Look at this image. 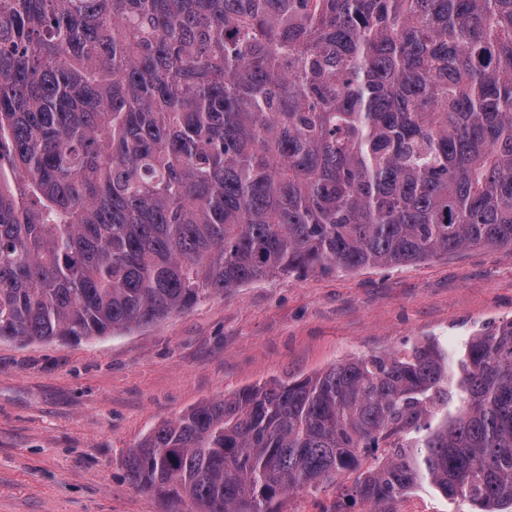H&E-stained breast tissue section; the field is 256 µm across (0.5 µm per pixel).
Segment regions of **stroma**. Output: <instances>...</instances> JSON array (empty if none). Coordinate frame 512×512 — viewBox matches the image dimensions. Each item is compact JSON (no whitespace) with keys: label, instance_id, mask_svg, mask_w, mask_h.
<instances>
[{"label":"stroma","instance_id":"35a3bbf8","mask_svg":"<svg viewBox=\"0 0 512 512\" xmlns=\"http://www.w3.org/2000/svg\"><path fill=\"white\" fill-rule=\"evenodd\" d=\"M512 320V248L416 265L278 277L212 294L101 340L0 341V512H166L125 462L158 423L284 376L437 339L457 349ZM285 497L334 512L340 485Z\"/></svg>","mask_w":512,"mask_h":512}]
</instances>
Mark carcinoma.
<instances>
[{"label": "carcinoma", "instance_id": "obj_1", "mask_svg": "<svg viewBox=\"0 0 512 512\" xmlns=\"http://www.w3.org/2000/svg\"><path fill=\"white\" fill-rule=\"evenodd\" d=\"M512 247V0H0V339L89 340L282 275ZM428 483L512 512V320L159 423L190 512ZM373 463L372 456L362 457L360 469L356 473H345L336 477V481L317 489L306 488L284 498L283 512H310L336 510V500L340 498L339 486L351 485L358 473L366 472Z\"/></svg>", "mask_w": 512, "mask_h": 512}]
</instances>
